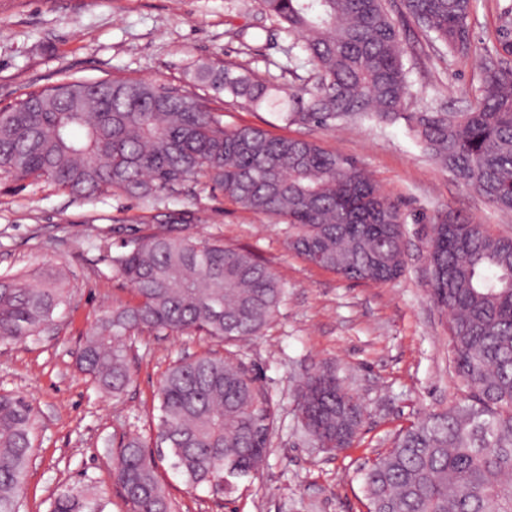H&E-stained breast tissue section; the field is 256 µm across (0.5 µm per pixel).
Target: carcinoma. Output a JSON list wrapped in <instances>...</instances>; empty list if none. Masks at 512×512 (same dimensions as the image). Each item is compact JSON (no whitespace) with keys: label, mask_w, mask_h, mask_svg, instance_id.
Instances as JSON below:
<instances>
[{"label":"carcinoma","mask_w":512,"mask_h":512,"mask_svg":"<svg viewBox=\"0 0 512 512\" xmlns=\"http://www.w3.org/2000/svg\"><path fill=\"white\" fill-rule=\"evenodd\" d=\"M312 66L284 97L248 74L203 65L198 81L289 123L349 117L408 121L425 151L464 185L512 211V5L482 64L479 94L460 112L407 111L408 71L386 0H261ZM404 17L446 50L475 51L474 0H402ZM49 180L83 199L110 190L152 202L184 186L220 191L253 213L288 219V247L354 281L388 283L404 270L405 215L355 161L313 141L253 126L226 128L185 91L153 82L70 80L0 110V172ZM435 304L448 318L462 397L404 430L363 473L367 512H512V236L464 216L428 242ZM135 302L98 319L80 347L82 370L114 395L133 381L135 334L200 332L228 343L261 335L286 298L275 272L245 249L171 227L141 235L112 257ZM59 272L0 282V340L37 336L66 305ZM156 447L192 488L254 474L273 431L266 390L236 355L178 360L159 380ZM301 429L319 448L352 446L363 407L320 367L299 385ZM34 414L0 394V512H19L33 456ZM112 478L130 512H175L155 461L137 438L112 449ZM85 486L62 491L51 512H105Z\"/></svg>","instance_id":"cac0c4a2"}]
</instances>
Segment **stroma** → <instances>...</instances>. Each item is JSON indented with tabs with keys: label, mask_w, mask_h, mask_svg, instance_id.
Returning <instances> with one entry per match:
<instances>
[{
	"label": "stroma",
	"mask_w": 512,
	"mask_h": 512,
	"mask_svg": "<svg viewBox=\"0 0 512 512\" xmlns=\"http://www.w3.org/2000/svg\"><path fill=\"white\" fill-rule=\"evenodd\" d=\"M402 41L409 111L455 112L474 101L480 54L448 61L412 24L403 26ZM291 42L260 0H0V109L67 77L175 85L221 114L225 126L304 138L353 159L407 221L403 274L388 283H355L290 251L287 219L242 210L217 191L190 186L148 203L112 190L84 201L48 181L18 189L0 176V278L59 270L70 288L50 330L24 343L0 342V393L23 397L36 420L20 512H50L55 496L74 485L94 487L106 512H129L112 480L108 448L136 437L155 452L163 371L176 360L223 352L224 342L206 336L142 331L133 381L117 397L77 365L79 343L99 314L132 299L111 257L125 252L131 238L176 218L198 239L252 250L288 290L271 326L236 344L276 413L263 468L227 496L186 486L168 460L158 461L176 512H367L364 470L402 430L459 401L447 318L429 285L431 226L438 215L461 214L512 234V212L498 211L438 166L405 121L300 126L243 99L214 95L194 79L207 62L245 69L289 93L311 75ZM325 364L364 408L352 447L336 454L307 442L295 411L299 382Z\"/></svg>",
	"instance_id": "1"
}]
</instances>
